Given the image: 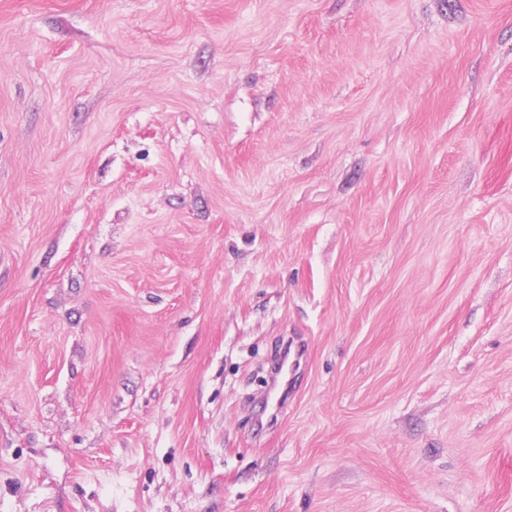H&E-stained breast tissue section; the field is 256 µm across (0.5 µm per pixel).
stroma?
Listing matches in <instances>:
<instances>
[{
    "label": "stroma",
    "mask_w": 512,
    "mask_h": 512,
    "mask_svg": "<svg viewBox=\"0 0 512 512\" xmlns=\"http://www.w3.org/2000/svg\"><path fill=\"white\" fill-rule=\"evenodd\" d=\"M0 512H512V0H0Z\"/></svg>",
    "instance_id": "obj_1"
}]
</instances>
